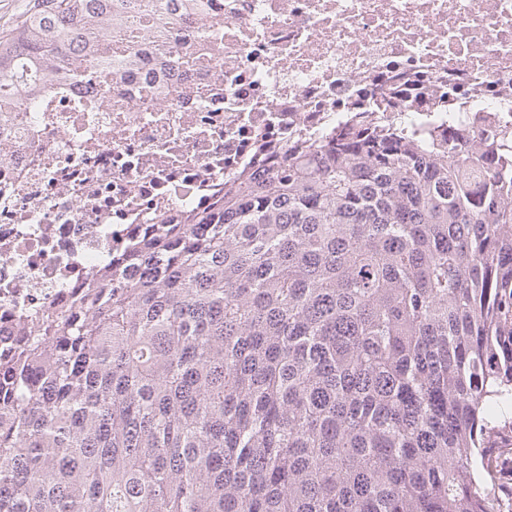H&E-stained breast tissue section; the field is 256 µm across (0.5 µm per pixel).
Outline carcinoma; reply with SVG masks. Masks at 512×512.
Returning <instances> with one entry per match:
<instances>
[{"label": "carcinoma", "mask_w": 512, "mask_h": 512, "mask_svg": "<svg viewBox=\"0 0 512 512\" xmlns=\"http://www.w3.org/2000/svg\"><path fill=\"white\" fill-rule=\"evenodd\" d=\"M204 10L29 0L0 32V113L47 69L137 63L98 55L95 24ZM511 145L355 124L151 229L0 365V512H505Z\"/></svg>", "instance_id": "cac0c4a2"}]
</instances>
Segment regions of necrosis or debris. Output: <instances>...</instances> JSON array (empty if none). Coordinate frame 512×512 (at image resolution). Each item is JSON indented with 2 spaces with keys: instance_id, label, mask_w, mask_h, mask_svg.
Segmentation results:
<instances>
[{
  "instance_id": "necrosis-or-debris-1",
  "label": "necrosis or debris",
  "mask_w": 512,
  "mask_h": 512,
  "mask_svg": "<svg viewBox=\"0 0 512 512\" xmlns=\"http://www.w3.org/2000/svg\"><path fill=\"white\" fill-rule=\"evenodd\" d=\"M145 42L111 89L47 73L37 111L0 113V359L147 225L211 209L286 142L512 132V0H206Z\"/></svg>"
}]
</instances>
